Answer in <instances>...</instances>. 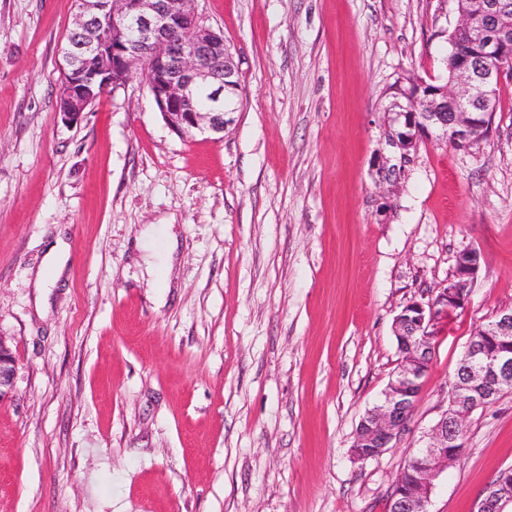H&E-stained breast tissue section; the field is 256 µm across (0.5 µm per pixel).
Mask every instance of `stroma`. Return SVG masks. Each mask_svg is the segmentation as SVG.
<instances>
[{
    "mask_svg": "<svg viewBox=\"0 0 512 512\" xmlns=\"http://www.w3.org/2000/svg\"><path fill=\"white\" fill-rule=\"evenodd\" d=\"M199 10L238 67L219 139L175 133L138 77L65 123L74 0H0V338L16 359L0 512H387L472 331L512 307V79L478 148L433 137L404 161L387 141L394 85L446 80L455 0ZM466 249L480 271L438 323L408 430L353 460L396 367L395 315ZM463 444L430 512H469L512 467V393Z\"/></svg>",
    "mask_w": 512,
    "mask_h": 512,
    "instance_id": "1",
    "label": "stroma"
}]
</instances>
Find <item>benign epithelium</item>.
I'll return each mask as SVG.
<instances>
[{"label":"benign epithelium","mask_w":512,"mask_h":512,"mask_svg":"<svg viewBox=\"0 0 512 512\" xmlns=\"http://www.w3.org/2000/svg\"><path fill=\"white\" fill-rule=\"evenodd\" d=\"M199 0H76L74 31H89L62 49L65 68L58 112L70 123L101 98L139 74L165 122L182 136L220 135L234 122L238 108L228 105L226 91L236 87L237 66L224 34L206 24ZM512 9L499 0H483L479 13L458 10L456 28L471 35L472 49L452 67V78L437 90L415 94L399 105L395 120L409 118L406 132L389 134L388 141L405 157L420 140L436 135L469 150L485 140L492 126L490 101L504 76L512 71ZM208 92L205 109L196 105L198 93ZM480 270V253L464 250L455 257V272L435 299L423 306L410 303L394 319V333L404 353L398 359L380 403L361 418L352 445L353 458L380 456L405 431L435 353L438 320L466 305ZM486 335L501 346L478 355L468 379L449 392L451 411H445L419 440L425 463L418 470L416 491L391 497L389 512H429L436 481L456 461L451 448L464 433L471 415L483 407L474 396L483 375L509 381L512 371V309L496 312ZM15 360L0 340V402L14 388ZM489 484L474 501L471 512H505L512 493Z\"/></svg>","instance_id":"7a95c632"}]
</instances>
